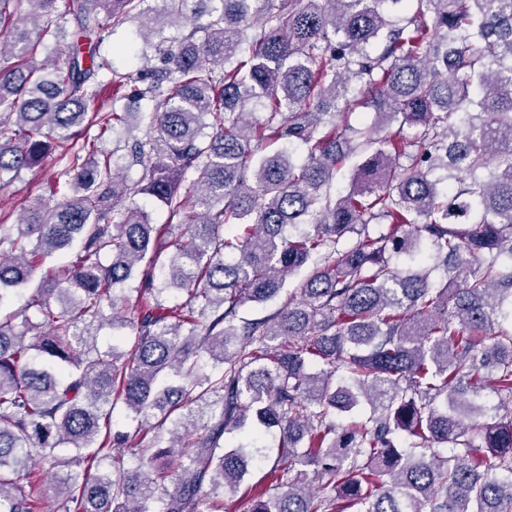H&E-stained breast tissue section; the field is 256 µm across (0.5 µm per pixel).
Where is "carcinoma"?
<instances>
[{
    "label": "carcinoma",
    "mask_w": 512,
    "mask_h": 512,
    "mask_svg": "<svg viewBox=\"0 0 512 512\" xmlns=\"http://www.w3.org/2000/svg\"><path fill=\"white\" fill-rule=\"evenodd\" d=\"M16 2L0 177L60 170L0 224V512L47 475L63 512H224L270 430L276 492L248 512H512V0ZM158 266L184 300L130 306ZM302 271L300 299L239 316ZM106 323L127 348H98Z\"/></svg>",
    "instance_id": "carcinoma-1"
}]
</instances>
